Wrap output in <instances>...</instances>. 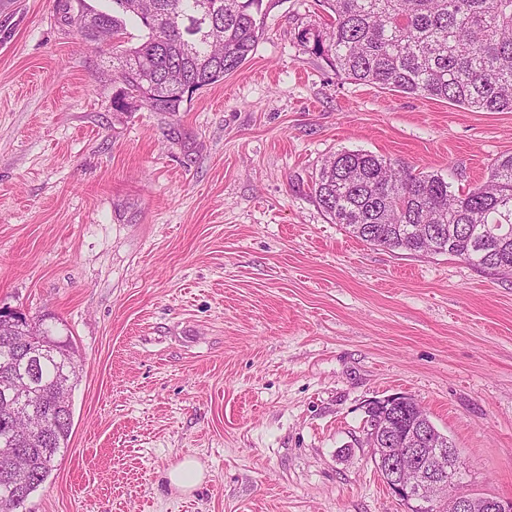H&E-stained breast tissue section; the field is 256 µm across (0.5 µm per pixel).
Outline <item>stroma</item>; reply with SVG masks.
<instances>
[{
    "mask_svg": "<svg viewBox=\"0 0 512 512\" xmlns=\"http://www.w3.org/2000/svg\"><path fill=\"white\" fill-rule=\"evenodd\" d=\"M258 20L179 111L117 112L112 48L57 0H0V306L54 317L82 368L19 512H403L366 445L394 394L459 448L463 491L512 500V275L367 244L312 190L341 150L474 187L512 112L336 75L298 39L316 0ZM169 484L182 491L196 489L204 480L201 465L194 459H186L166 473Z\"/></svg>",
    "mask_w": 512,
    "mask_h": 512,
    "instance_id": "35a3bbf8",
    "label": "stroma"
}]
</instances>
